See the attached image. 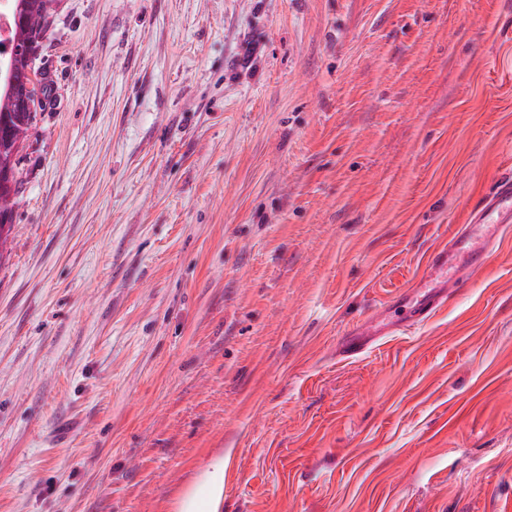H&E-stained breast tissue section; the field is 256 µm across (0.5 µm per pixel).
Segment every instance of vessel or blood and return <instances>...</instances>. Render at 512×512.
I'll return each instance as SVG.
<instances>
[{
  "instance_id": "obj_1",
  "label": "vessel or blood",
  "mask_w": 512,
  "mask_h": 512,
  "mask_svg": "<svg viewBox=\"0 0 512 512\" xmlns=\"http://www.w3.org/2000/svg\"><path fill=\"white\" fill-rule=\"evenodd\" d=\"M512 226V180L501 181L471 213L470 224L460 228L448 244L434 251L416 286L418 296L408 304V323L427 321L445 305L467 275L482 269L491 249L505 229ZM395 325L367 323L346 333L340 344L342 356L355 358L371 351L380 339L394 335Z\"/></svg>"
}]
</instances>
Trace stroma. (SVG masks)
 <instances>
[{"mask_svg": "<svg viewBox=\"0 0 512 512\" xmlns=\"http://www.w3.org/2000/svg\"><path fill=\"white\" fill-rule=\"evenodd\" d=\"M0 256V512H512V0H58ZM512 203V180H502L496 191L487 196L471 213V223L465 224L448 241L427 259L423 274L414 288L421 294L408 306V323L419 325L445 305L464 283V275L482 269L491 249L505 229L510 230L512 209L504 211L502 204ZM496 215L494 223H487ZM396 324L383 322L367 323L356 326L342 338L339 351L343 357L355 358L371 351L385 336H394ZM224 498V459L201 470L171 504L172 512H219Z\"/></svg>", "mask_w": 512, "mask_h": 512, "instance_id": "1", "label": "stroma"}]
</instances>
